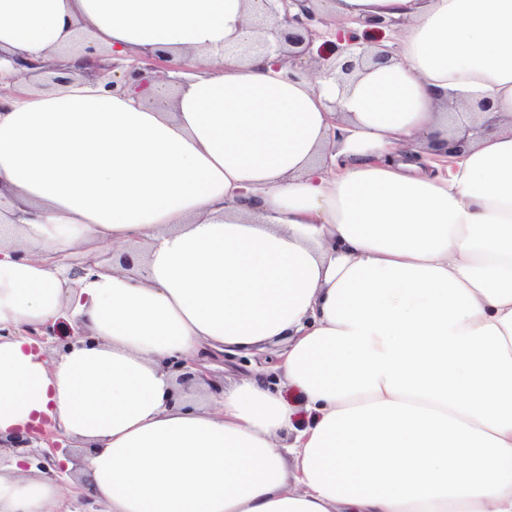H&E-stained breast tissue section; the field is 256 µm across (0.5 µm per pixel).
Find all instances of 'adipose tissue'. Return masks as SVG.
I'll return each instance as SVG.
<instances>
[{"mask_svg":"<svg viewBox=\"0 0 512 512\" xmlns=\"http://www.w3.org/2000/svg\"><path fill=\"white\" fill-rule=\"evenodd\" d=\"M253 9L0 0V437L51 421L108 512H512V128L427 169L449 106L512 121V0H336L408 22L341 80L234 53ZM90 46L200 69L161 111L86 77ZM19 53L67 83L17 89ZM66 313L86 337L47 352ZM271 344L203 406L163 368ZM67 492L0 473V512ZM12 59H13L15 68L20 70L19 75H18V77H20V78L26 77L29 73H31V72H28V70H33V69H39V71L46 73V74L69 72L68 64L58 61V60L46 61V62L34 61L30 58H27L24 55H17V56H14Z\"/></svg>","mask_w":512,"mask_h":512,"instance_id":"adipose-tissue-1","label":"adipose tissue"}]
</instances>
